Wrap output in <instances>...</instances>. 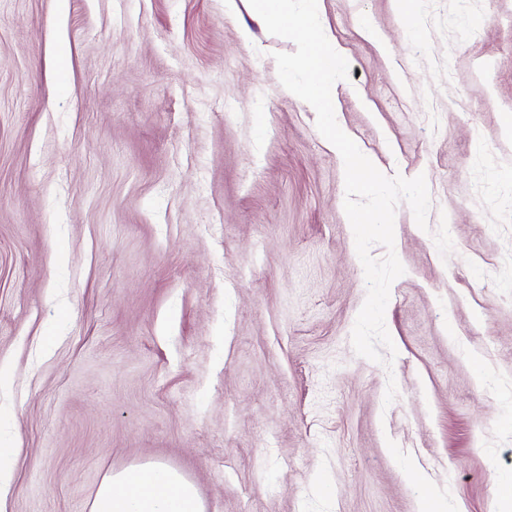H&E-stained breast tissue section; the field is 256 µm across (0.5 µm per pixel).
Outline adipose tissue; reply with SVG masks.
<instances>
[{"mask_svg": "<svg viewBox=\"0 0 512 512\" xmlns=\"http://www.w3.org/2000/svg\"><path fill=\"white\" fill-rule=\"evenodd\" d=\"M91 512H203V504L193 482L152 461L106 475Z\"/></svg>", "mask_w": 512, "mask_h": 512, "instance_id": "1", "label": "adipose tissue"}]
</instances>
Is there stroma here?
Segmentation results:
<instances>
[{"instance_id": "obj_1", "label": "stroma", "mask_w": 512, "mask_h": 512, "mask_svg": "<svg viewBox=\"0 0 512 512\" xmlns=\"http://www.w3.org/2000/svg\"><path fill=\"white\" fill-rule=\"evenodd\" d=\"M318 8L340 128L431 198L427 229L396 210L389 367L351 344L344 163L279 81L292 41L247 0H0L7 512H90L148 461L205 512H512V0Z\"/></svg>"}]
</instances>
